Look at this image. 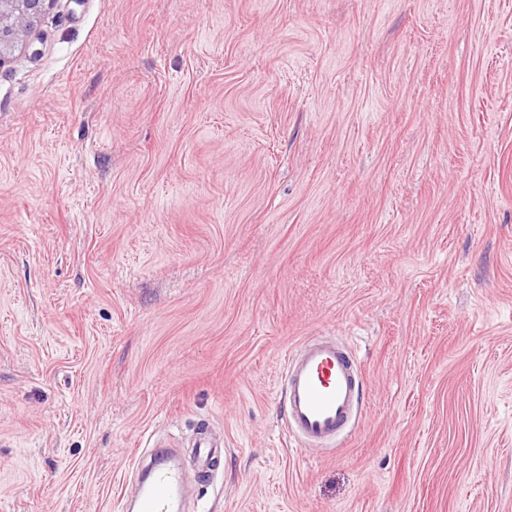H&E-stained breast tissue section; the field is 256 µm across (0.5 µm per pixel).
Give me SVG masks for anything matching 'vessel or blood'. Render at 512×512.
I'll return each instance as SVG.
<instances>
[{
	"label": "vessel or blood",
	"mask_w": 512,
	"mask_h": 512,
	"mask_svg": "<svg viewBox=\"0 0 512 512\" xmlns=\"http://www.w3.org/2000/svg\"><path fill=\"white\" fill-rule=\"evenodd\" d=\"M366 380L332 337L308 341L285 361L280 394L290 435L301 446L330 449L348 437L361 412ZM135 512H178L183 473L166 450L138 473Z\"/></svg>",
	"instance_id": "b4317fda"
}]
</instances>
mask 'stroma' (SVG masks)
Segmentation results:
<instances>
[{
	"instance_id": "1",
	"label": "stroma",
	"mask_w": 512,
	"mask_h": 512,
	"mask_svg": "<svg viewBox=\"0 0 512 512\" xmlns=\"http://www.w3.org/2000/svg\"><path fill=\"white\" fill-rule=\"evenodd\" d=\"M203 427L185 512H512V0H55L0 66V512H125ZM365 383L353 355L334 336L308 341L285 361L279 403L289 434L303 447L334 448L352 433ZM200 435L202 437L199 438L196 446L198 448L200 472L204 473L212 470L214 460L223 453V449L221 445H217L209 439L206 431L201 432Z\"/></svg>"
}]
</instances>
